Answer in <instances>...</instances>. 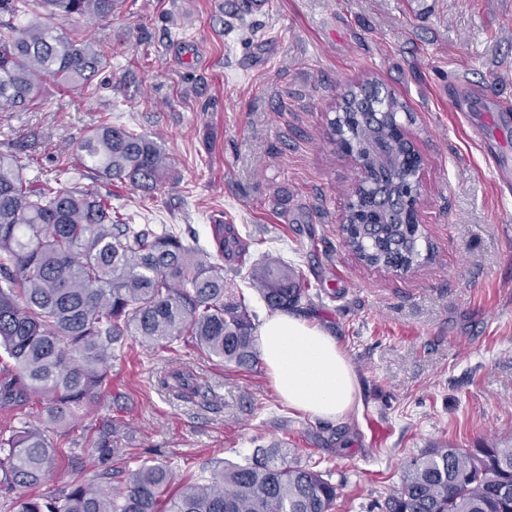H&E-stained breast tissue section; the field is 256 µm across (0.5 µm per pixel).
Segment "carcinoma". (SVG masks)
<instances>
[{
    "label": "carcinoma",
    "mask_w": 512,
    "mask_h": 512,
    "mask_svg": "<svg viewBox=\"0 0 512 512\" xmlns=\"http://www.w3.org/2000/svg\"><path fill=\"white\" fill-rule=\"evenodd\" d=\"M117 0H0V107L28 110L43 80L90 91L107 55L68 36L61 19L97 22ZM331 141L346 137L372 165L362 190L350 246L370 266L421 263L430 244L406 231L404 210L379 199L402 200L412 158L395 135L406 102L378 82L351 86L335 107ZM77 163L103 183L153 191L169 163L147 135L102 122L76 152ZM22 146L0 152V351L13 377L0 380V407L38 399L45 422L19 418L0 432V477L26 490L14 512H334L338 486L330 474L301 462L299 449L260 446L240 461L224 460L204 479L177 491L168 461L130 466L126 449L103 434L93 452L120 466L97 485L71 480L57 494L38 492L57 457L54 435L79 410L93 409L112 359L125 341L155 348L182 343L227 365L248 369L258 360L256 324L245 298L224 284L217 259L241 257L229 226L212 225L214 251L189 245L172 229L132 224L112 207V193L62 185L69 170L28 177ZM250 276L271 311L313 301L300 274L267 258ZM170 387L202 395L195 375L178 370ZM379 512H512V446L454 448L437 444L409 460L398 490Z\"/></svg>",
    "instance_id": "1"
}]
</instances>
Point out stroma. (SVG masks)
Returning a JSON list of instances; mask_svg holds the SVG:
<instances>
[{"label": "stroma", "instance_id": "stroma-1", "mask_svg": "<svg viewBox=\"0 0 512 512\" xmlns=\"http://www.w3.org/2000/svg\"><path fill=\"white\" fill-rule=\"evenodd\" d=\"M124 0L72 36L102 45L96 93L43 83L40 105L0 110V150L24 144L29 175L74 159L102 119L159 137L169 171L145 194L114 184L112 203L140 224H169L212 247L229 224L245 247L224 263L258 319L270 311L249 273L270 256L322 296L298 313L329 331L357 376V406L323 420L289 407L264 363L240 369L192 350L128 340L102 406L62 440L87 455L103 423L136 455L190 459L195 475L254 442H287L339 487L335 512H368L401 482L404 462L438 443L512 445V188L486 159L512 162V0ZM382 83L410 109L424 160L427 260L400 274L345 244L357 172L330 142L349 86ZM462 96L468 120L452 105ZM190 369L206 394L162 387Z\"/></svg>", "mask_w": 512, "mask_h": 512}]
</instances>
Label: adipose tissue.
Segmentation results:
<instances>
[{
  "label": "adipose tissue",
  "instance_id": "obj_1",
  "mask_svg": "<svg viewBox=\"0 0 512 512\" xmlns=\"http://www.w3.org/2000/svg\"><path fill=\"white\" fill-rule=\"evenodd\" d=\"M259 344L267 374L289 406L332 421L352 410L356 374L325 329L280 312L261 325Z\"/></svg>",
  "mask_w": 512,
  "mask_h": 512
}]
</instances>
